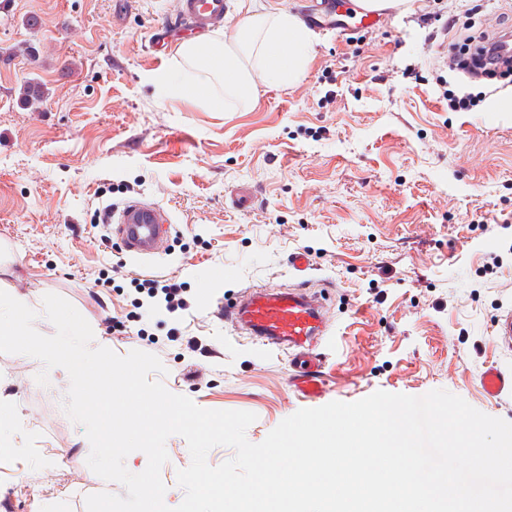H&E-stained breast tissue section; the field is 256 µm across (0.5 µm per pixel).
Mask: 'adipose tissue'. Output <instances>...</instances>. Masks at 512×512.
Here are the masks:
<instances>
[{"instance_id": "adipose-tissue-1", "label": "adipose tissue", "mask_w": 512, "mask_h": 512, "mask_svg": "<svg viewBox=\"0 0 512 512\" xmlns=\"http://www.w3.org/2000/svg\"><path fill=\"white\" fill-rule=\"evenodd\" d=\"M312 32L293 12H254L238 24L233 37L191 40L178 50L187 72L174 85L214 112L249 108L256 78L276 85L293 84L304 72Z\"/></svg>"}]
</instances>
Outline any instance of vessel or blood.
Returning a JSON list of instances; mask_svg holds the SVG:
<instances>
[{
  "mask_svg": "<svg viewBox=\"0 0 512 512\" xmlns=\"http://www.w3.org/2000/svg\"><path fill=\"white\" fill-rule=\"evenodd\" d=\"M227 12V0H179L174 21L154 30L150 46L161 53L180 32L205 35L224 20ZM309 19L321 30L346 27L336 0H320ZM164 221V212L158 207L136 200L125 203L118 212L117 230L126 252L137 258L152 257ZM224 320L267 351L287 354L294 367L291 383L302 397L311 400L327 393V355L322 344L330 323L321 297L304 287L250 290L225 307ZM480 382L489 399L512 395L511 370L488 367Z\"/></svg>",
  "mask_w": 512,
  "mask_h": 512,
  "instance_id": "obj_1",
  "label": "vessel or blood"
}]
</instances>
